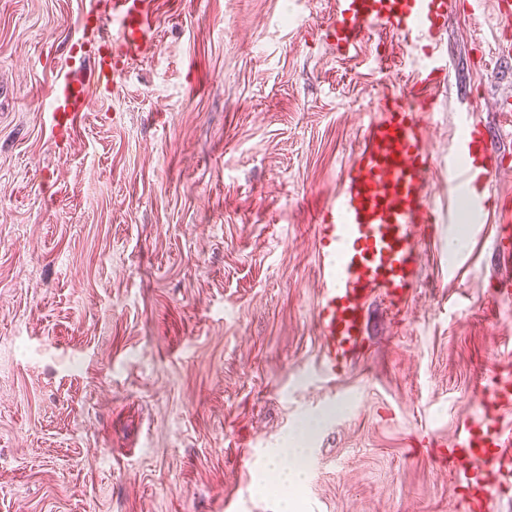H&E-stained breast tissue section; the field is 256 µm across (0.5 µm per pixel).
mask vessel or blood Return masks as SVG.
Here are the masks:
<instances>
[{"label":"vessel or blood","mask_w":512,"mask_h":512,"mask_svg":"<svg viewBox=\"0 0 512 512\" xmlns=\"http://www.w3.org/2000/svg\"><path fill=\"white\" fill-rule=\"evenodd\" d=\"M110 10L120 21V34L113 40L100 36L102 16L96 8L80 19L90 33L92 74L64 76L51 88L49 126L56 143L68 141L90 100L110 91L129 61L157 45L148 0H110ZM447 12L448 0H335L325 36L344 56L355 53L374 27L424 36L420 75L424 82L438 83L446 79L448 65L434 40ZM433 164L422 114L392 100L364 126L339 190L320 208L315 230L323 265L315 322L322 336L325 377L335 376L361 352L373 300L399 304L411 296L419 275V248L411 227L436 221L426 192ZM496 173L487 132L472 124L448 153L449 223L458 221L455 202L464 191L473 222L498 209V198L488 191ZM486 402L484 422L462 425L445 457L449 468L469 463L478 469L466 481V512H485L492 493L512 482V431L501 422L512 409L511 370H493Z\"/></svg>","instance_id":"b4317fda"}]
</instances>
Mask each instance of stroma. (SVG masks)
<instances>
[{"label":"stroma","mask_w":512,"mask_h":512,"mask_svg":"<svg viewBox=\"0 0 512 512\" xmlns=\"http://www.w3.org/2000/svg\"><path fill=\"white\" fill-rule=\"evenodd\" d=\"M88 2L0 0V512H464L439 457L512 352V28L448 0L429 87L387 30L338 56L334 0H151L157 48L66 152L49 91ZM392 95L432 105L435 207L471 120L506 208L417 225L410 300L375 299L326 378L316 215ZM311 418L307 467L265 486Z\"/></svg>","instance_id":"obj_1"}]
</instances>
